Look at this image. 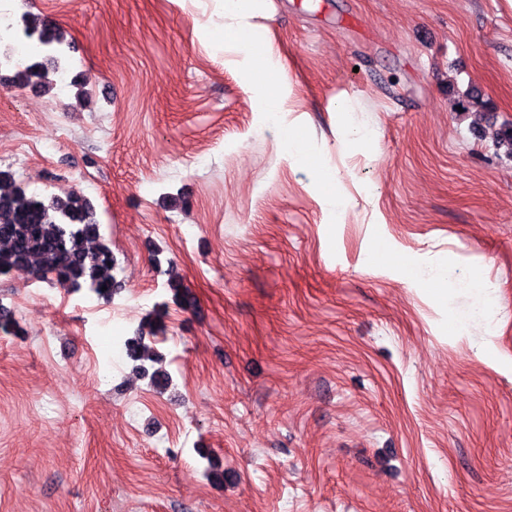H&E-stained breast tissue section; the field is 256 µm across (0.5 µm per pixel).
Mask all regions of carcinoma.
Listing matches in <instances>:
<instances>
[{"mask_svg": "<svg viewBox=\"0 0 512 512\" xmlns=\"http://www.w3.org/2000/svg\"><path fill=\"white\" fill-rule=\"evenodd\" d=\"M26 40L39 49L38 57L16 74L19 87L34 85L50 91V72L62 69L64 32L57 26L36 23L30 14L21 16ZM116 260L111 242L101 233L91 201L72 192L62 199L56 195L33 194L17 184L9 170L0 169V276L25 269L37 278L51 277L60 287L86 288L98 298L112 297ZM128 357L138 372L150 378L159 391L171 383L169 374L146 366L161 356L138 333L124 341Z\"/></svg>", "mask_w": 512, "mask_h": 512, "instance_id": "cac0c4a2", "label": "carcinoma"}]
</instances>
